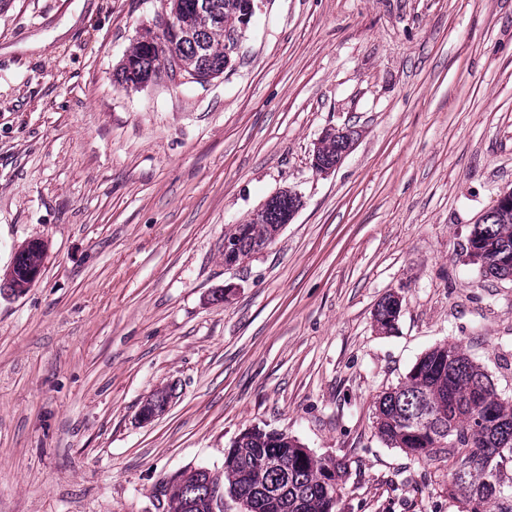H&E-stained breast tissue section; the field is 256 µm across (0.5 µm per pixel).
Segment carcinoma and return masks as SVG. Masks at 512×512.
<instances>
[{
	"label": "carcinoma",
	"mask_w": 512,
	"mask_h": 512,
	"mask_svg": "<svg viewBox=\"0 0 512 512\" xmlns=\"http://www.w3.org/2000/svg\"><path fill=\"white\" fill-rule=\"evenodd\" d=\"M246 0H169L167 18L160 19V45L140 40L133 44L117 73L125 88L137 90L165 73L181 67L198 74L218 76L231 60L225 34L240 30ZM341 144L328 133L319 140L317 158L333 163ZM278 233L270 222L248 219L234 224L224 239L237 246V259L261 251ZM473 263L485 275L512 276V208L474 224ZM31 242L14 258L17 278L8 292L20 295L29 288L23 270L42 260ZM401 304L392 294L378 304L375 320L390 330ZM381 438L411 458L448 460V499L464 505L465 512H512V404L499 399L488 376L456 343L436 347L420 357L404 382L384 392L375 402ZM346 466L330 464L280 441L274 431L252 430L234 444L233 457L220 474L198 478L183 473L163 486L167 512H183L182 502L195 497L205 503L209 491L242 498L247 512H334L338 478ZM279 497L270 508L271 494Z\"/></svg>",
	"instance_id": "obj_1"
}]
</instances>
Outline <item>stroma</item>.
<instances>
[{"instance_id": "35a3bbf8", "label": "stroma", "mask_w": 512, "mask_h": 512, "mask_svg": "<svg viewBox=\"0 0 512 512\" xmlns=\"http://www.w3.org/2000/svg\"><path fill=\"white\" fill-rule=\"evenodd\" d=\"M166 10L0 0V273L48 245L0 294V512H165V481L252 429L344 462L336 512H459L374 403L447 343L512 400V278L468 256L512 191V0H261L224 74L125 89ZM332 126L358 136L322 174ZM286 188L294 219L225 266V230ZM44 256L45 253H38L30 241L21 245L16 252L13 262L17 267V278H14L11 284L7 287L9 288L7 292H10L12 295H20L23 294L27 288H30L28 283L30 282V284L33 285L40 278L44 266V260L37 266H28L36 264L38 261L42 260ZM24 269H26L25 276L29 281L26 280L23 275ZM397 298L401 301L398 296ZM398 300L394 294H388L379 302L375 320L380 329L387 331L395 326L401 309V303L399 304Z\"/></svg>"}]
</instances>
